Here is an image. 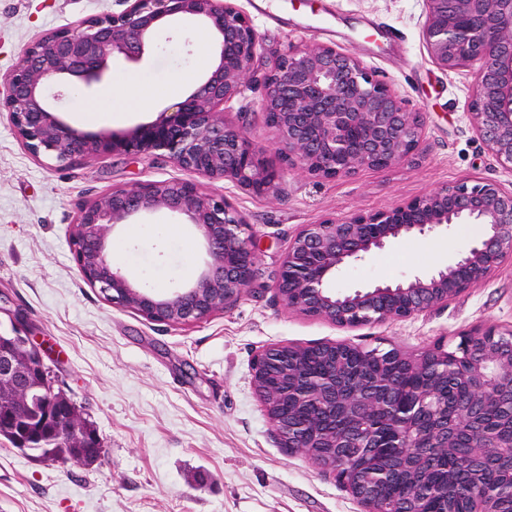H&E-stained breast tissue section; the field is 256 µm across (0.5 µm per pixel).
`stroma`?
<instances>
[{
  "label": "stroma",
  "instance_id": "stroma-1",
  "mask_svg": "<svg viewBox=\"0 0 512 512\" xmlns=\"http://www.w3.org/2000/svg\"><path fill=\"white\" fill-rule=\"evenodd\" d=\"M262 44L263 68L289 48L320 43L352 51L405 107L425 122L417 161L366 168L319 181L288 170L260 108L252 79L224 106L265 161L282 170L279 193L259 196L233 183L196 176L222 195L255 236L256 278L234 305L184 326L151 323L106 302L82 280L69 232L80 204L146 180L186 178L163 157L115 155L71 166L34 158L0 116V308L33 328L60 387L83 407L104 446L90 466L44 461L0 438V512H362L332 474L281 448L253 389L250 367L276 344L348 342L420 353L438 339L480 326H512V259L482 285L412 319L342 328L291 310L273 288L290 239L301 225L401 205L459 181L512 187L478 139L469 117L472 73L444 71L422 40L423 0H236ZM122 0H0V74L31 42L81 20L122 11ZM142 60L114 61L102 81L67 91L64 119L129 76L149 82L147 104L88 132L152 121L172 98L166 89L204 66L195 28ZM483 234L461 224L444 236H406L345 268L335 286L351 290L406 279L466 251ZM114 264L154 294L192 282L205 252L180 218L155 214L116 228Z\"/></svg>",
  "mask_w": 512,
  "mask_h": 512
}]
</instances>
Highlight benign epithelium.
Masks as SVG:
<instances>
[{
	"mask_svg": "<svg viewBox=\"0 0 512 512\" xmlns=\"http://www.w3.org/2000/svg\"><path fill=\"white\" fill-rule=\"evenodd\" d=\"M119 13L88 18L27 45L0 86V112L25 150L67 166L113 155H159L175 167L230 181L257 195H275L278 170L241 128L224 120V104L241 93L262 58L259 35L234 0H122ZM422 39L446 71L473 70L472 126L503 168L512 171V0H423ZM193 23L212 36L211 63L183 97L157 117L116 132H84L63 119L56 86L101 81L116 56L139 61L157 36ZM261 109L288 168L333 180L363 168H386L421 156L424 122L351 52L333 46L295 47L262 80ZM156 212L179 216L200 236L207 259L193 282L167 296L135 283L108 252L110 233ZM486 228L482 239L451 263L408 279L353 291L332 287L340 270L395 240L446 233L457 224ZM84 282L119 308L167 326L200 322L239 301L252 284L257 256L251 224L223 196L206 195L192 180H147L81 204L70 232ZM512 256V189L494 181L442 186L394 208L353 212L305 224L293 236L273 281L291 310L340 327L404 321L482 284ZM3 332L45 364L36 336L14 315ZM329 362L301 376L304 357ZM378 359V374L344 383L355 359ZM408 367L461 391L434 387L400 400ZM254 389L281 447L331 472L363 512H425L434 494L418 480L434 448L465 460L451 480L466 512H498L478 491L473 472L493 462L512 469V434L483 432L490 405L512 429V327L487 326L440 341L419 355L344 342L274 345L251 364ZM314 410L319 425L303 414ZM397 479L408 487L392 504L380 491Z\"/></svg>",
	"mask_w": 512,
	"mask_h": 512,
	"instance_id": "obj_1",
	"label": "benign epithelium"
}]
</instances>
